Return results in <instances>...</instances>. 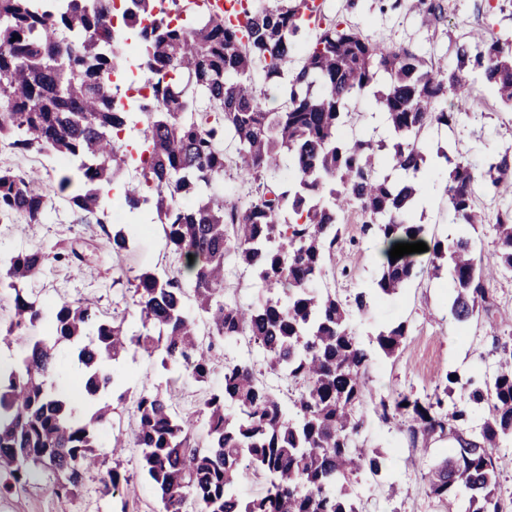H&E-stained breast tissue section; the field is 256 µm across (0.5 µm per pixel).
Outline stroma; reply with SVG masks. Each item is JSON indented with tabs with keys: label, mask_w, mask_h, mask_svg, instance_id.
I'll return each mask as SVG.
<instances>
[{
	"label": "stroma",
	"mask_w": 512,
	"mask_h": 512,
	"mask_svg": "<svg viewBox=\"0 0 512 512\" xmlns=\"http://www.w3.org/2000/svg\"><path fill=\"white\" fill-rule=\"evenodd\" d=\"M440 19L423 20L417 0H400L393 9H380L378 0H323L324 11L358 26L369 38L395 47L415 50L425 58L454 63L456 48L474 34L507 37L512 34V17L492 14L486 0H438ZM450 141V157L463 156L475 169H483L488 158L512 147V112L493 105L486 93H478L468 112L461 114L453 131L430 130L423 139L427 165L433 173L431 190L415 213L417 223L428 236L443 238L459 231L448 216L444 179L447 159L439 158L436 145ZM51 251H78L79 259L48 260L32 291L46 305L58 302L93 301L105 317L131 310L135 275L151 269L175 267L176 259L167 249L161 225L137 234L122 257L112 249L102 225L79 223L67 208L53 206L42 224H0V255L8 256L33 247ZM380 240L363 235L357 215H350L328 261L327 280L341 297L369 287L383 260ZM226 295L241 306L257 301L264 290L253 271L229 257ZM489 287L494 305L477 313L466 325H459L450 312L453 290L447 272L416 279L397 294L386 297L368 311L352 315L350 327L370 351L365 373L368 395L364 410L363 437L371 447L388 457L391 487L379 485L367 474H359L351 495L359 512H463V500L444 502L429 489V465L446 455L453 443L432 435L410 441L400 419H382L376 411L380 400L396 393L423 398L433 394L448 371L461 379L483 377L492 372L498 359L494 341L512 338V272H498ZM405 323L407 336L394 356L374 349L380 329ZM207 382L201 383L179 366L162 369L157 357L133 351L115 367L119 390L159 389L171 396L183 414H199L206 396L224 382V362L244 360L263 366L259 347L247 339L219 347ZM136 416L131 401H113L110 420L98 434V451L108 466L124 472L129 481L112 494L100 490L99 471L87 472L84 485L71 499L58 498L53 476L40 472L29 481L0 494V512H159V496L141 469V453L134 444ZM122 435L126 446L113 455L112 440Z\"/></svg>",
	"instance_id": "35a3bbf8"
}]
</instances>
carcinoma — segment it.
I'll list each match as a JSON object with an SVG mask.
<instances>
[{"instance_id":"cac0c4a2","label":"carcinoma","mask_w":512,"mask_h":512,"mask_svg":"<svg viewBox=\"0 0 512 512\" xmlns=\"http://www.w3.org/2000/svg\"><path fill=\"white\" fill-rule=\"evenodd\" d=\"M243 24L198 10L195 0H0V143L21 153L51 155L62 174L54 185L36 171L0 168V224L42 223L49 205L65 199L81 223L110 224V203L124 215L151 213L166 246L183 266L134 277L127 317L101 319L90 302L49 309L28 293L48 253L41 247L0 258V290L14 297V315L0 335L18 338L36 324L47 339L17 367L0 372V493L45 468L59 496L74 495L98 462L97 432L114 388L110 365L134 347L160 365L182 366L205 382L216 348L241 337L266 354L265 372L297 386L292 410L245 361L224 360V386L209 394L205 445L171 399L142 389L133 397L135 445L143 474L160 495V512H357L351 477H377L386 457L362 439L368 351L353 335L350 311L365 312L428 272L446 267L459 323L490 311L488 275L512 271V204L497 210L492 260L482 263L465 233L425 240L412 220L430 170L420 144L429 128L452 129L471 87L482 85L495 104L512 111V40L492 36L457 47L456 65L435 63L408 48L374 42L345 21L316 13L309 0H234ZM117 15L129 24L112 23ZM137 18L149 24L139 27ZM140 50L126 53V35ZM297 68H287L296 52ZM374 92L392 142L353 131L362 113L353 103ZM276 80L284 102L272 111L257 78ZM149 82L146 97L118 95V83ZM141 125L138 141L126 130ZM452 164L446 193L451 221L482 224L473 183L495 190L512 178V149L491 158L481 173L445 151ZM234 171L248 184V200L227 202L215 187ZM363 234L383 241L384 261L373 287L346 300L316 284L340 240L349 207ZM112 254L130 248V230L108 235ZM427 241L429 268L416 254L395 261L397 243ZM235 254L265 285L243 309L225 298L226 260ZM192 293L208 323L200 340L197 318L184 298ZM407 335L400 323L381 330L378 348L394 354ZM68 343L82 366V397L57 394L47 378L58 371L56 348ZM499 351L492 382L461 381L450 370L432 397L400 394L389 410L408 417L412 440L434 433L455 442L430 465L432 493L444 500L466 494L467 512H502L496 449L512 442V347ZM452 409L445 401L454 393ZM488 413L476 434L472 408ZM260 476L264 491L244 498L240 486ZM127 476L108 468L103 490Z\"/></svg>"}]
</instances>
